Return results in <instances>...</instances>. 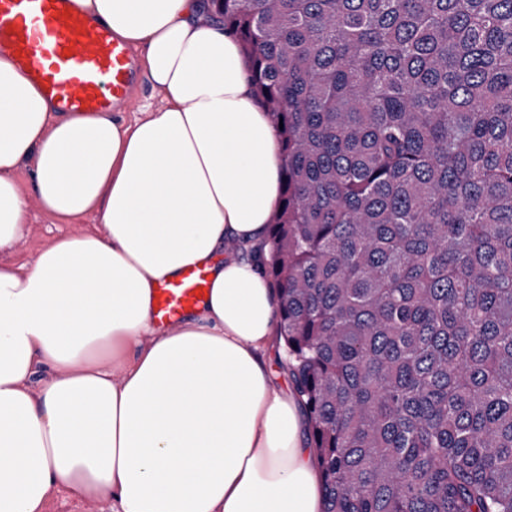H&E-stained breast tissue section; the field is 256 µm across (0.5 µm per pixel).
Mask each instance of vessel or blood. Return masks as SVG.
Listing matches in <instances>:
<instances>
[{"mask_svg":"<svg viewBox=\"0 0 512 512\" xmlns=\"http://www.w3.org/2000/svg\"><path fill=\"white\" fill-rule=\"evenodd\" d=\"M0 49L61 112H104L125 101L135 81L130 48L80 11L75 0H0ZM205 267L187 269L155 290L158 324L178 322L207 297Z\"/></svg>","mask_w":512,"mask_h":512,"instance_id":"1","label":"vessel or blood"}]
</instances>
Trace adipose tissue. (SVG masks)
Segmentation results:
<instances>
[{"label":"adipose tissue","instance_id":"adipose-tissue-1","mask_svg":"<svg viewBox=\"0 0 512 512\" xmlns=\"http://www.w3.org/2000/svg\"><path fill=\"white\" fill-rule=\"evenodd\" d=\"M76 3L164 105L58 112L0 53V512L62 489L110 512H322L304 412L268 365L282 161L242 48L210 0ZM34 203L99 227L15 264ZM199 265L206 302L157 328V285Z\"/></svg>","mask_w":512,"mask_h":512}]
</instances>
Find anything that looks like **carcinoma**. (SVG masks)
I'll list each match as a JSON object with an SVG mask.
<instances>
[{
	"instance_id": "obj_1",
	"label": "carcinoma",
	"mask_w": 512,
	"mask_h": 512,
	"mask_svg": "<svg viewBox=\"0 0 512 512\" xmlns=\"http://www.w3.org/2000/svg\"><path fill=\"white\" fill-rule=\"evenodd\" d=\"M324 512H512V0H212Z\"/></svg>"
}]
</instances>
